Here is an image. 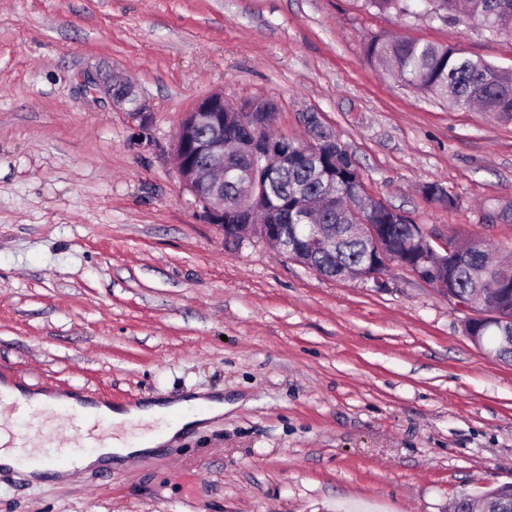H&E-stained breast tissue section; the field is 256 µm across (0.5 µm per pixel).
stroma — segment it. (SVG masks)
Returning a JSON list of instances; mask_svg holds the SVG:
<instances>
[{
    "label": "stroma",
    "instance_id": "35a3bbf8",
    "mask_svg": "<svg viewBox=\"0 0 512 512\" xmlns=\"http://www.w3.org/2000/svg\"><path fill=\"white\" fill-rule=\"evenodd\" d=\"M398 35L512 69V37L363 0H0V382L135 404L223 391L151 457L34 483L0 512H444L512 484V365L434 285L336 281L224 245L180 181L177 129L215 91L319 113L366 191L430 230L512 249V122L376 69ZM126 78L147 110L87 85ZM441 184L448 208L422 192Z\"/></svg>",
    "mask_w": 512,
    "mask_h": 512
}]
</instances>
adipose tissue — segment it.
<instances>
[{
  "label": "adipose tissue",
  "instance_id": "adipose-tissue-1",
  "mask_svg": "<svg viewBox=\"0 0 512 512\" xmlns=\"http://www.w3.org/2000/svg\"><path fill=\"white\" fill-rule=\"evenodd\" d=\"M90 415L105 416L116 425L158 423V430L144 437L126 436L113 440L111 446L94 454L84 455L81 467L92 470L103 465L105 460L115 459L118 462H130L148 455L158 446L173 442L184 432L203 425L205 421L221 416L224 404L218 399L190 397L179 402L164 405L158 403L111 407L105 404L88 405L84 408Z\"/></svg>",
  "mask_w": 512,
  "mask_h": 512
}]
</instances>
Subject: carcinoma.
Instances as JSON below:
<instances>
[{
    "instance_id": "obj_1",
    "label": "carcinoma",
    "mask_w": 512,
    "mask_h": 512,
    "mask_svg": "<svg viewBox=\"0 0 512 512\" xmlns=\"http://www.w3.org/2000/svg\"><path fill=\"white\" fill-rule=\"evenodd\" d=\"M364 6L381 15H411L425 12L443 22L476 21L492 35L512 29V0H364ZM367 59L384 66L405 84L413 86L448 104V108L467 110L475 106L512 122V74L492 64L465 57L458 50L406 38L374 36L365 44ZM269 101L255 98L241 103L224 102V111L240 112L261 123L276 116L277 108L266 110ZM186 138L185 157L189 165L204 169L213 158L199 152L198 145L218 139L229 140L235 125L228 122L195 125ZM288 167L266 186L259 197H242L238 174L254 166V157L245 150L224 151V241L238 243L235 224L239 216L253 213L254 224H278L282 237L296 242L305 235L298 227V215L306 213L309 223L322 224L331 240L327 249L295 250V257L320 275L339 280L345 270L363 268L373 271L368 261V245L362 238L348 234L352 223L350 209L356 196L364 190L362 174L341 141H326L321 150L306 149L304 141H288ZM431 200L452 207L454 198L438 183L424 187ZM369 223L385 239L394 253L411 269H419L429 280H446L448 297L468 302L473 295L474 273L488 269L494 291L485 296L480 313L469 323L468 335L486 341L494 356L512 363V264H493L485 249V241L457 231L449 233L452 253L441 265H427L422 255L405 247L415 237L425 239L426 228L403 213L375 199L367 213ZM487 512H512V486L494 487L485 492Z\"/></svg>"
}]
</instances>
